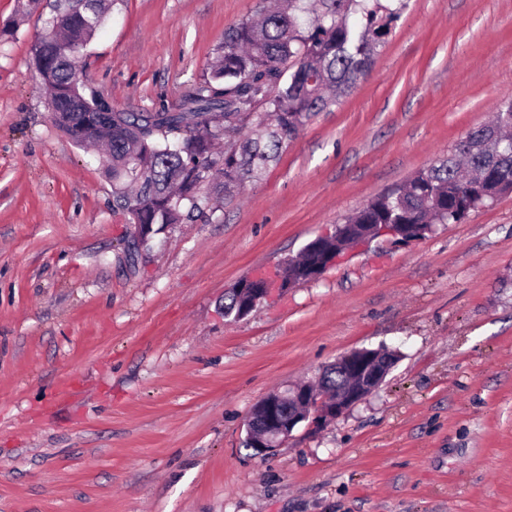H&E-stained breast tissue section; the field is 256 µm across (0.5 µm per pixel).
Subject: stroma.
<instances>
[{
    "label": "stroma",
    "instance_id": "1",
    "mask_svg": "<svg viewBox=\"0 0 512 512\" xmlns=\"http://www.w3.org/2000/svg\"><path fill=\"white\" fill-rule=\"evenodd\" d=\"M262 6L118 0L83 81L131 112L177 104ZM49 11L0 0V512H512V193L224 313L512 100V0H407L261 179L135 259L104 165L50 117L31 53ZM381 347L397 361L364 400L245 448L265 396ZM292 284L293 281L288 279L284 274L283 269L282 271L279 270L277 272L275 279H271L266 276H256L238 283V289L247 293L249 297L242 308V317L249 314L252 303L255 306L258 302H261L273 287L277 286L280 289H287Z\"/></svg>",
    "mask_w": 512,
    "mask_h": 512
}]
</instances>
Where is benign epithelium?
Wrapping results in <instances>:
<instances>
[{
    "mask_svg": "<svg viewBox=\"0 0 512 512\" xmlns=\"http://www.w3.org/2000/svg\"><path fill=\"white\" fill-rule=\"evenodd\" d=\"M369 232L357 241H366L382 233L407 240L419 237L423 229L404 232L398 224H369ZM340 252L330 249L322 243L315 245V259L307 268L305 279L319 277L331 266ZM293 284L284 272L279 271L276 278L256 276L238 283V289L247 293L248 300L242 308V314L248 315L251 306L262 301L274 287L286 289ZM391 353L377 349L361 348L353 350L336 360L329 369H336L349 378V385L338 391H330L315 380L298 385L291 390L276 392L263 398L255 407L247 421V428L262 429L258 439L252 441V449L258 456L273 454L292 437L294 430L303 422L313 426L324 425L343 414L351 406L374 391L391 370ZM293 402L296 408L283 410L284 401Z\"/></svg>",
    "mask_w": 512,
    "mask_h": 512,
    "instance_id": "1",
    "label": "benign epithelium"
}]
</instances>
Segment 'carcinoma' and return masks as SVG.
<instances>
[{
	"label": "carcinoma",
	"mask_w": 512,
	"mask_h": 512,
	"mask_svg": "<svg viewBox=\"0 0 512 512\" xmlns=\"http://www.w3.org/2000/svg\"><path fill=\"white\" fill-rule=\"evenodd\" d=\"M102 0H54L48 18L68 17L60 34L32 47L52 118L77 145L103 141L116 206L132 224L136 249L172 224L204 212L201 187L230 194L262 175L317 114L366 77L406 0H265L262 17L224 31L204 81L175 107L153 112L112 111L105 130L84 126L104 98L77 77L79 56L63 57L60 42L84 50L109 8ZM512 102L495 120L459 140L448 156L419 171L404 187L380 194L347 224H455L512 192ZM227 141L224 155L214 145ZM311 260L310 245L289 260L297 277Z\"/></svg>",
	"instance_id": "carcinoma-1"
}]
</instances>
